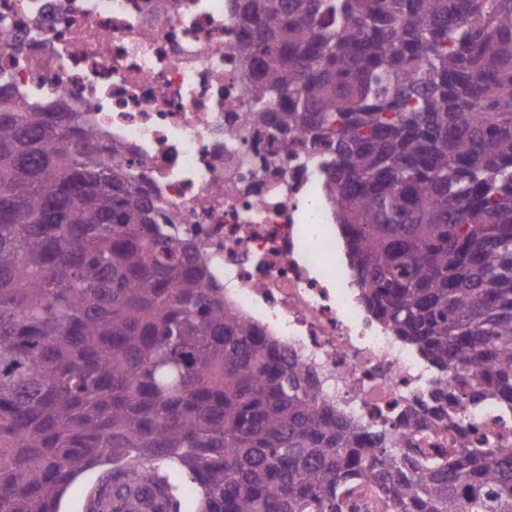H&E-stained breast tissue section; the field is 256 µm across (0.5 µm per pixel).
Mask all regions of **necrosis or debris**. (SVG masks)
I'll use <instances>...</instances> for the list:
<instances>
[{
    "instance_id": "4bbe7bcc",
    "label": "necrosis or debris",
    "mask_w": 512,
    "mask_h": 512,
    "mask_svg": "<svg viewBox=\"0 0 512 512\" xmlns=\"http://www.w3.org/2000/svg\"><path fill=\"white\" fill-rule=\"evenodd\" d=\"M241 0H0V87L23 105L63 104L117 146L108 163L142 174L205 265L208 287L280 343L354 426L422 431L395 452L456 447L460 433L512 449V410L463 419L433 395L457 392L364 305L335 205L325 147L282 148L250 120L236 20Z\"/></svg>"
}]
</instances>
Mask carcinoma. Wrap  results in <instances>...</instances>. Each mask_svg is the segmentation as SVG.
Returning <instances> with one entry per match:
<instances>
[{
    "mask_svg": "<svg viewBox=\"0 0 512 512\" xmlns=\"http://www.w3.org/2000/svg\"><path fill=\"white\" fill-rule=\"evenodd\" d=\"M251 120L322 141L367 305L512 409V0H244ZM285 96L277 107L273 99ZM78 112L0 88V512H512V451L369 440L205 285ZM99 471H90L77 478L67 489L64 501L63 512H83V503L87 493L99 477Z\"/></svg>",
    "mask_w": 512,
    "mask_h": 512,
    "instance_id": "obj_1",
    "label": "carcinoma"
}]
</instances>
